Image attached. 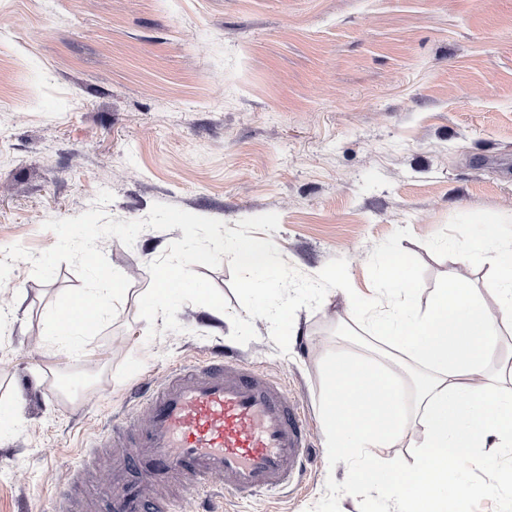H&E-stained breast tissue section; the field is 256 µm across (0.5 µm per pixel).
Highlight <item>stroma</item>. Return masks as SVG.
Returning <instances> with one entry per match:
<instances>
[{"mask_svg": "<svg viewBox=\"0 0 512 512\" xmlns=\"http://www.w3.org/2000/svg\"><path fill=\"white\" fill-rule=\"evenodd\" d=\"M157 203L230 229L277 213V230L253 238L306 276L345 258L354 290L376 300L387 295L380 260L396 251L419 308L452 275L496 308L490 267L461 245L485 219L512 242V0H0V251L52 248V218L142 220ZM182 237L98 240L129 287L77 358L44 333L79 275L63 262L45 283L14 262L0 285V400L17 415L0 429V512H51L85 446L135 409L138 380L217 349L287 386L312 444L297 486L225 495L223 512H399L395 492L362 490L350 462L330 461L323 374L339 358L390 368L410 422L389 455L411 466L426 369L392 363L339 289L297 311L285 355L265 319L241 344L230 318L189 303L181 331L159 318L148 338V265ZM461 483L470 512H512L497 466Z\"/></svg>", "mask_w": 512, "mask_h": 512, "instance_id": "1", "label": "stroma"}]
</instances>
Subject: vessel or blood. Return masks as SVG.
I'll return each instance as SVG.
<instances>
[{
    "label": "vessel or blood",
    "mask_w": 512,
    "mask_h": 512,
    "mask_svg": "<svg viewBox=\"0 0 512 512\" xmlns=\"http://www.w3.org/2000/svg\"><path fill=\"white\" fill-rule=\"evenodd\" d=\"M135 393L145 418L113 429L112 463L95 470L109 512H162L166 498L186 495L212 512L213 482L245 498L285 488L306 468L308 433L287 389L230 353L172 368Z\"/></svg>",
    "instance_id": "vessel-or-blood-1"
}]
</instances>
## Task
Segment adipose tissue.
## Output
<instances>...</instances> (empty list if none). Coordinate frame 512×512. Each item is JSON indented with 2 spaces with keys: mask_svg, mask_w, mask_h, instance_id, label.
Listing matches in <instances>:
<instances>
[{
  "mask_svg": "<svg viewBox=\"0 0 512 512\" xmlns=\"http://www.w3.org/2000/svg\"><path fill=\"white\" fill-rule=\"evenodd\" d=\"M493 231L470 238L465 248L481 254L497 285L498 309L490 311L462 276L449 277L427 309L415 306L414 279L402 256L386 254L380 264L390 291L388 305L364 302L375 335L428 369L418 387L423 438L418 463L402 467L384 453L407 425L401 390L382 367L349 360L325 373V425L331 455L354 460L356 486L396 491L401 512H468L460 477L481 463L483 448L499 451L503 483L512 485V388L488 375L496 341L512 327V246Z\"/></svg>",
  "mask_w": 512,
  "mask_h": 512,
  "instance_id": "1",
  "label": "adipose tissue"
}]
</instances>
